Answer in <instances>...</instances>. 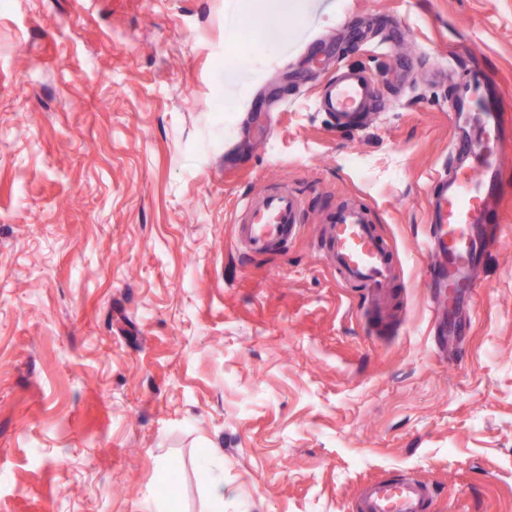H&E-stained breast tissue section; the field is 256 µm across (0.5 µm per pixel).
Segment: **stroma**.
Here are the masks:
<instances>
[{
    "label": "stroma",
    "mask_w": 512,
    "mask_h": 512,
    "mask_svg": "<svg viewBox=\"0 0 512 512\" xmlns=\"http://www.w3.org/2000/svg\"><path fill=\"white\" fill-rule=\"evenodd\" d=\"M348 66L387 96L351 132L314 106ZM475 68L512 94V0H0V512H204L215 468L224 512L402 474L512 512V163L457 335L421 247ZM277 184L304 234L246 255ZM349 197L398 254L383 313L317 247ZM235 243L246 255H261L292 243L306 224L301 199L288 187L267 189L241 204Z\"/></svg>",
    "instance_id": "35a3bbf8"
}]
</instances>
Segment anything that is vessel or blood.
Instances as JSON below:
<instances>
[{
    "mask_svg": "<svg viewBox=\"0 0 512 512\" xmlns=\"http://www.w3.org/2000/svg\"><path fill=\"white\" fill-rule=\"evenodd\" d=\"M383 90L368 70L338 69L322 85L318 111L338 124L358 127L368 113L382 109ZM498 85L470 102L448 104L452 114L469 110L477 118L471 132L453 139L450 153L459 159L450 181L434 179L433 243L424 249L426 272L447 288L449 301L475 294L480 286V234L500 235L491 201L499 193L500 174L512 157V119ZM301 199L285 187L265 190L244 201L235 218V242L245 254L261 255L292 243L305 225ZM323 254L344 283L359 284L365 299L385 296L394 278L392 251L376 234L371 209L345 201L324 217L320 232ZM434 495L431 483L416 477H385L365 485L355 498L353 512H427Z\"/></svg>",
    "mask_w": 512,
    "mask_h": 512,
    "instance_id": "obj_1",
    "label": "vessel or blood"
}]
</instances>
